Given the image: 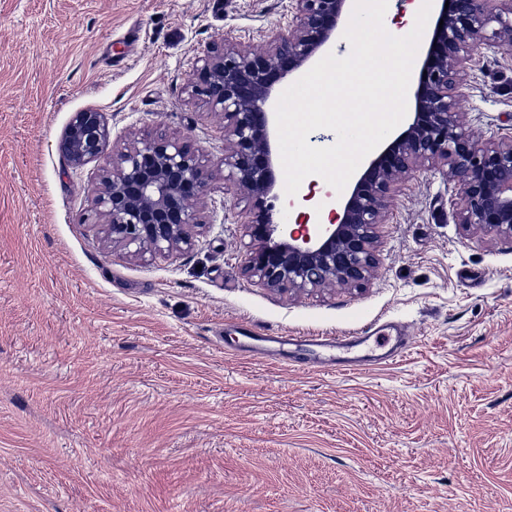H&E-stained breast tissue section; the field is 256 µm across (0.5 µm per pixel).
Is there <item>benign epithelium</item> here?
Listing matches in <instances>:
<instances>
[{"mask_svg":"<svg viewBox=\"0 0 512 512\" xmlns=\"http://www.w3.org/2000/svg\"><path fill=\"white\" fill-rule=\"evenodd\" d=\"M293 2L292 25L271 32L265 52L212 47L187 85L191 100L224 116L225 189L248 194L253 204L247 272L279 291L362 285L376 263V226L385 223L398 183L425 166L445 167L457 179L458 223L512 241V137L479 139L455 119L472 63L492 47L512 46V0H439L405 126L379 145L337 203L335 219L301 232L275 222L272 94L328 51L352 0ZM61 147L76 167L110 157L93 208L112 244L154 258L191 248L212 174L188 140L147 135L112 147L103 113L89 110L73 116Z\"/></svg>","mask_w":512,"mask_h":512,"instance_id":"obj_1","label":"benign epithelium"}]
</instances>
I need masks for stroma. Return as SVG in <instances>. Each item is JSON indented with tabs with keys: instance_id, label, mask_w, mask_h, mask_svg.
I'll use <instances>...</instances> for the list:
<instances>
[{
	"instance_id": "obj_1",
	"label": "stroma",
	"mask_w": 512,
	"mask_h": 512,
	"mask_svg": "<svg viewBox=\"0 0 512 512\" xmlns=\"http://www.w3.org/2000/svg\"><path fill=\"white\" fill-rule=\"evenodd\" d=\"M292 0H0V512H512V243L459 223L441 168L402 180L359 287L277 292L245 272L248 201L210 181L191 249L142 258L92 211L75 113L110 139H188L198 56L254 51ZM458 123L512 136V48L467 75ZM259 325L281 343L244 341ZM383 327L326 367L291 338Z\"/></svg>"
}]
</instances>
